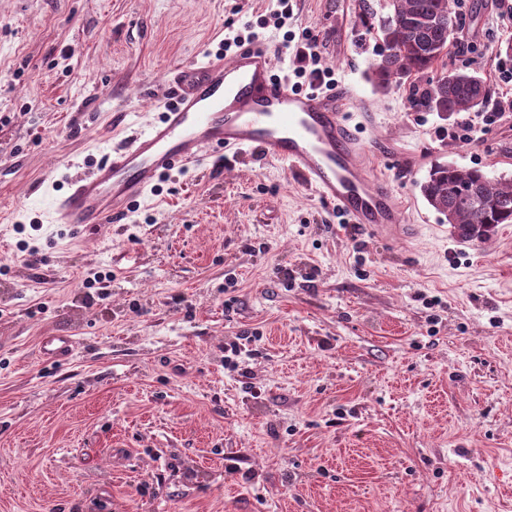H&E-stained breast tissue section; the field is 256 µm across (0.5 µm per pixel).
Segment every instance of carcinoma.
<instances>
[{"label": "carcinoma", "mask_w": 512, "mask_h": 512, "mask_svg": "<svg viewBox=\"0 0 512 512\" xmlns=\"http://www.w3.org/2000/svg\"><path fill=\"white\" fill-rule=\"evenodd\" d=\"M393 15L380 25L386 48L374 64L379 85L434 70L447 54L459 28L453 0H392ZM491 89L482 77L465 71H446L429 85L414 105L446 114L485 106ZM420 190L430 206L447 218L462 241L490 240L499 224H512V180L491 179L479 169L435 166Z\"/></svg>", "instance_id": "cac0c4a2"}]
</instances>
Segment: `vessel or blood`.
<instances>
[{
    "instance_id": "obj_1",
    "label": "vessel or blood",
    "mask_w": 512,
    "mask_h": 512,
    "mask_svg": "<svg viewBox=\"0 0 512 512\" xmlns=\"http://www.w3.org/2000/svg\"><path fill=\"white\" fill-rule=\"evenodd\" d=\"M273 54L271 46L256 42L227 59L205 53L178 66L172 103L124 148L107 154L54 198L49 223L77 234L122 223L171 170L200 166L212 150L250 147L297 174L369 236H415L418 227L401 222L388 182L368 173L365 142L344 116L345 90H289L273 76ZM39 347L45 357L60 360L71 355L74 339L50 334Z\"/></svg>"
}]
</instances>
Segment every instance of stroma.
Here are the masks:
<instances>
[{
    "mask_svg": "<svg viewBox=\"0 0 512 512\" xmlns=\"http://www.w3.org/2000/svg\"><path fill=\"white\" fill-rule=\"evenodd\" d=\"M290 5L281 28L279 0H0V512H512V224L459 240L420 192L438 164L512 178V0L457 3L444 67L497 115L466 142L412 105L432 74L376 82L389 0ZM252 32L287 86L317 36L416 238H371L256 149L173 170L126 223H48L177 66ZM50 333L71 359L40 356Z\"/></svg>",
    "mask_w": 512,
    "mask_h": 512,
    "instance_id": "35a3bbf8",
    "label": "stroma"
}]
</instances>
